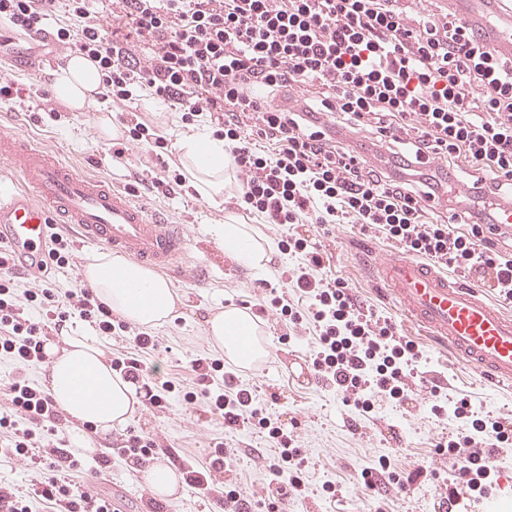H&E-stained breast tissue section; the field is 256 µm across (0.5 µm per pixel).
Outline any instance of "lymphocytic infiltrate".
Wrapping results in <instances>:
<instances>
[{
	"instance_id": "f902f5d3",
	"label": "lymphocytic infiltrate",
	"mask_w": 512,
	"mask_h": 512,
	"mask_svg": "<svg viewBox=\"0 0 512 512\" xmlns=\"http://www.w3.org/2000/svg\"><path fill=\"white\" fill-rule=\"evenodd\" d=\"M100 16L93 0H0L9 34H49L55 48L97 63L102 94L124 108L138 90L178 105L182 122L210 117L236 170L237 204L278 236L282 254L298 255L283 268L281 287L261 282L256 315L278 311L292 325L311 326L317 345L312 371L323 387L360 414L377 400L407 402L417 377V344L391 318L377 315L326 273L318 239L326 226L356 224L383 234L403 252L453 268L512 297V225L492 218L512 199V61L497 57L462 19L421 14L405 0H108ZM76 22L47 33L55 13ZM287 92L288 104L270 96ZM127 140L143 146L158 176L144 189L179 194L186 176L171 171L169 141L142 117L127 121ZM470 171L466 205L452 216L425 221L450 179ZM72 258L70 242L50 231L37 288H23L8 246L0 245V358L16 372L8 380V412L0 413V454L25 462L27 494L0 481V512H120L111 497L76 483L81 462L64 438L67 419L53 396L27 379L46 360L50 331L79 316L98 334L126 338L113 372L135 387L146 411L161 414L172 401L222 419L225 428L250 425L275 455L260 458L270 490L264 500L226 478L233 454L215 442L207 459L184 456L187 486L217 502L221 512H282L306 497L301 451L234 369L208 353L192 354L189 386L153 377L144 356L156 336L133 329L81 282L50 279ZM450 439L454 456L449 497L460 489L486 493L500 457L512 453V420L470 418ZM160 442L128 431L90 468L100 473L113 457L143 465Z\"/></svg>"
}]
</instances>
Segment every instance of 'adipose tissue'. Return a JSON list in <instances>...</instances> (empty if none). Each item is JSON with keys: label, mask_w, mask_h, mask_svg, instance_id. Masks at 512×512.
<instances>
[{"label": "adipose tissue", "mask_w": 512, "mask_h": 512, "mask_svg": "<svg viewBox=\"0 0 512 512\" xmlns=\"http://www.w3.org/2000/svg\"><path fill=\"white\" fill-rule=\"evenodd\" d=\"M54 86L57 96L74 111L97 112L102 137H117L118 128L98 98L100 75L86 57L70 56L56 72ZM179 151L190 185L208 197L222 194L225 180L232 177L223 141L199 133L185 137ZM213 233L226 253L248 267H262L266 243L250 226L231 219L214 225ZM83 276L102 301L137 326L158 327L177 308L178 297L164 278L123 258L104 256L90 261ZM205 328L211 342L235 364L247 367L268 356V341L245 309L230 306L213 312L207 316ZM48 355L47 387L71 421L79 425L72 435L76 446L85 444V423L105 432L126 424L137 402L135 391L113 374L96 336L79 326L71 328L63 334L61 344H49Z\"/></svg>", "instance_id": "ef3b65f1"}]
</instances>
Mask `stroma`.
<instances>
[{"label": "stroma", "instance_id": "stroma-1", "mask_svg": "<svg viewBox=\"0 0 512 512\" xmlns=\"http://www.w3.org/2000/svg\"><path fill=\"white\" fill-rule=\"evenodd\" d=\"M15 56L21 64L0 61V76L11 79L19 87L46 83L55 67L68 59L67 52H52V64L44 67L25 65L26 39H17ZM137 113L158 126L162 135L173 144L198 132H210L208 116H198L193 125H184L182 113L175 107L142 94ZM19 137L41 142L65 162L79 170L117 178L123 184L147 177L150 166L143 148L128 146L123 159L113 160L110 144L102 140L92 112H73L57 95L43 100L29 99L27 105L0 102V127ZM233 186H226V200L214 204L194 193L166 198L148 193L139 200L152 208L164 209L177 224L188 225L192 231V257L204 259L207 268L204 284L183 275L180 267L164 272L180 298V304L166 323L155 328L158 347L149 353L147 364L162 380L188 383L187 362L193 353H215L207 339L204 320L211 312L227 306L243 307L254 301L259 292L257 280L278 283L283 267L296 266L297 258L273 252L268 269H253L225 254L210 228L223 223L225 214L236 216L239 223L259 225L256 216L237 210L228 199ZM267 239L275 233L259 225ZM330 263L329 275L347 284L361 302L370 308L391 315L403 333L418 344L423 358L418 365L426 380L417 387L410 402L377 401L368 416H360L344 406L338 396L312 384L307 370L290 366V358L307 360L315 345V336L300 328H292L280 318L267 315L261 320L269 341V355L262 365L239 368L241 385L253 391L264 404L271 418L293 425L294 438L306 460L309 495L305 501L289 502L288 512H434L451 474L453 460L439 454L438 444L460 431L461 424L453 417L458 399L464 398L475 415L494 418L512 416V392L494 388L472 368L448 357L428 337L410 324L398 307L372 286L380 258L394 252L395 246L382 236L363 234L359 225L330 226L322 239ZM441 381L438 395H431V381ZM443 408L441 416L430 412L432 405ZM128 428L156 435L164 446L161 463L177 467L181 453L205 459L210 444L221 439L236 450L229 464L231 475L253 496H260L264 481L256 463L257 454L274 455L265 438L251 428L228 429L223 421L198 416L194 409L173 402L161 415L136 408L127 422ZM389 457L392 471L403 475L415 468L427 469V478L400 488L390 487L384 494L373 493L358 478L361 470L378 467L382 457ZM142 471L128 462L113 463L111 469L92 479L96 490L114 495L124 512H141L144 494ZM335 484L337 493L328 496L324 487Z\"/></svg>", "mask_w": 512, "mask_h": 512}]
</instances>
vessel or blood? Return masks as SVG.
Returning a JSON list of instances; mask_svg holds the SVG:
<instances>
[{
	"mask_svg": "<svg viewBox=\"0 0 512 512\" xmlns=\"http://www.w3.org/2000/svg\"><path fill=\"white\" fill-rule=\"evenodd\" d=\"M448 12L499 57L512 60V11L501 0H446ZM0 162L18 172L19 187L0 192V243L20 269L36 274L48 227L69 229L82 243L123 254L160 270L186 257L185 225L148 210L121 188L79 173L41 144L0 131ZM375 288L459 362L499 385L512 386V315L483 288L453 280L442 269L399 253L378 266Z\"/></svg>",
	"mask_w": 512,
	"mask_h": 512,
	"instance_id": "b4317fda",
	"label": "vessel or blood"
}]
</instances>
